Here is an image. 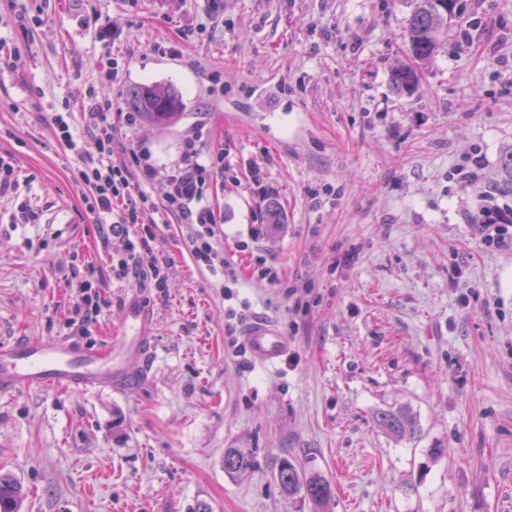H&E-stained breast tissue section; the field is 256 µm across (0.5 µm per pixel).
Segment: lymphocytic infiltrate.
I'll list each match as a JSON object with an SVG mask.
<instances>
[{
  "label": "lymphocytic infiltrate",
  "instance_id": "f902f5d3",
  "mask_svg": "<svg viewBox=\"0 0 512 512\" xmlns=\"http://www.w3.org/2000/svg\"><path fill=\"white\" fill-rule=\"evenodd\" d=\"M86 115L93 130L87 140L74 135L68 113H55L53 125L58 140L78 159L76 181L86 191L87 209L105 244L112 247L113 278L139 288L165 290L169 263L156 247V227L159 218L174 215L190 230L188 247L193 260L220 277L224 290H232L237 278L224 259L220 228L206 203L207 183L218 170L215 160H203L196 139H185L182 165L169 174L163 203H155L145 190L161 173L151 155L132 147L128 164H114L112 126L103 104L89 98ZM474 209L473 230L479 241L487 247L512 251V228L495 222L487 195H476ZM102 308L98 283L76 280L72 325L96 322Z\"/></svg>",
  "mask_w": 512,
  "mask_h": 512
}]
</instances>
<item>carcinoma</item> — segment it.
<instances>
[{"label": "carcinoma", "mask_w": 512, "mask_h": 512, "mask_svg": "<svg viewBox=\"0 0 512 512\" xmlns=\"http://www.w3.org/2000/svg\"><path fill=\"white\" fill-rule=\"evenodd\" d=\"M412 10L406 21L405 39L413 61L429 60L438 48V36L448 32L458 22L459 0H411ZM398 92H408L417 82L414 66H402L391 75ZM127 108L158 125H170L179 120L185 102L172 85L135 86L126 99ZM255 457L248 448L224 449V473L235 479L246 475L254 466ZM276 479L282 493L288 497L303 494L311 512H323L332 497L330 483L318 473H309L294 461L280 459ZM22 486L10 473L0 472V512H20Z\"/></svg>", "instance_id": "carcinoma-1"}]
</instances>
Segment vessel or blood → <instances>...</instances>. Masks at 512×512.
<instances>
[{"instance_id":"vessel-or-blood-1","label":"vessel or blood","mask_w":512,"mask_h":512,"mask_svg":"<svg viewBox=\"0 0 512 512\" xmlns=\"http://www.w3.org/2000/svg\"><path fill=\"white\" fill-rule=\"evenodd\" d=\"M150 316L137 300L123 308L118 335L108 336L104 346L86 349L66 339H28L0 346V395L19 388L85 391L96 388L124 390L129 381L126 356L146 349ZM243 341L251 354L267 365L286 355L288 341L266 320L254 321Z\"/></svg>"}]
</instances>
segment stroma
Listing matches in <instances>:
<instances>
[{
  "label": "stroma",
  "mask_w": 512,
  "mask_h": 512,
  "mask_svg": "<svg viewBox=\"0 0 512 512\" xmlns=\"http://www.w3.org/2000/svg\"><path fill=\"white\" fill-rule=\"evenodd\" d=\"M459 5L468 44L440 36L400 93L409 0H30L24 18L0 0V155L18 174L0 195V343L99 347L133 296L154 317L124 392L0 395V470L26 489L21 512H309L275 479L285 456L330 481L327 512H512V252L471 228L476 189L512 210L493 192L512 148V0ZM160 83L187 105L171 127L126 106ZM89 93L108 106L114 163L132 143L171 167L195 135L232 164L208 186L232 299L175 222L157 227L165 293L113 279L52 123L68 108L89 136ZM474 149L476 189L459 174ZM23 202L38 223H12ZM273 205L280 224L252 238ZM261 259L279 284L257 278ZM90 274L106 305L81 333L69 282ZM231 317L240 332L270 320L287 356L233 353ZM232 445L255 451L240 480L224 472Z\"/></svg>",
  "instance_id": "1"
}]
</instances>
